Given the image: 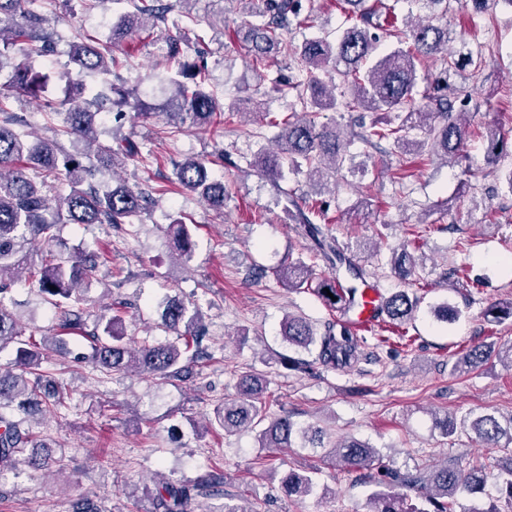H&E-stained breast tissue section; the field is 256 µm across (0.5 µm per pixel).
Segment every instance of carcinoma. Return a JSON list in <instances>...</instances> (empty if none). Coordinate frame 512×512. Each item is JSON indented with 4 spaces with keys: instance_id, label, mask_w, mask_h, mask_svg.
Masks as SVG:
<instances>
[{
    "instance_id": "carcinoma-1",
    "label": "carcinoma",
    "mask_w": 512,
    "mask_h": 512,
    "mask_svg": "<svg viewBox=\"0 0 512 512\" xmlns=\"http://www.w3.org/2000/svg\"><path fill=\"white\" fill-rule=\"evenodd\" d=\"M133 11L127 12L112 25L111 37L101 41L95 36L79 35L72 41L69 63L79 73L110 72L118 65L112 46L125 41L132 33L145 27L164 29V61L166 70L159 82L170 89L176 102L170 112L158 113L156 105L147 101V94L136 88H112L113 118L132 116L144 121L164 117L165 123L180 131L184 127L203 128L212 124L217 103L207 86V61L204 40L186 41L182 24L192 20L183 6L193 0H127ZM242 6L245 14L262 22L245 23V49L251 57L249 65L258 82L267 78L268 68L280 56H292L306 67L305 79L291 84L303 112H262L265 126L277 130L274 136L278 151L264 150L255 155L251 166L274 184L284 179V170L298 172L310 168L309 175L328 178L353 162L351 138L336 123H320L317 115L327 111L401 112L400 122L376 116L370 122L358 123L354 137L374 148L388 144L397 150L415 147L418 151L455 161L463 157L466 127L452 112L453 105L445 90L453 89L460 61L448 60L447 66L432 81V91H419L420 82L429 77L419 73L418 65L427 57L440 53L448 45V28L420 19L399 30L398 45L381 48L378 32L398 30V16L383 13L367 0H341L350 25L331 41L312 36L301 44L288 41V30L309 26L311 5L304 0H230ZM62 36L51 26L50 19L27 14L14 28H0V73L7 72V82L19 92L41 98L46 92L48 75L35 70L25 59L32 49L42 56L58 51ZM330 69L329 80L317 72ZM351 87L348 97L336 96L335 79ZM45 107L64 111V126L51 139L27 144L24 135L0 125V349L11 345L15 350L14 366L0 367V471L19 461L42 469L50 457L35 449L44 447L35 437L32 419L36 415L57 414L66 404V391L42 364L67 350L69 339L82 336L90 343L88 359L100 370L127 372L131 369L164 380H182L192 374L200 358V345L205 336L203 313L192 302L173 297L161 313L160 327L171 337L160 342H144L138 347L126 341L122 316L114 308L97 312L88 307L82 285L94 279L102 264V256L79 252L64 259L48 247L60 224H109L113 227L130 224L145 213L153 202L151 190L133 188L122 182L107 191L95 182L102 168L116 167L142 155L140 144L130 138L117 145L101 142L94 128L98 99L75 101L71 107L45 100ZM79 140L93 147L95 162L86 165L82 151H68L60 137ZM505 137L498 128L487 135V163L493 164L503 154ZM206 158H186L174 164L172 191L190 192L224 217L226 189L224 183L209 177ZM63 180L69 191L54 192L50 182ZM298 227L314 250L336 271L330 278L315 276L312 267L296 260L274 269L273 274L290 289L315 288L324 304L333 311L346 313L359 302L362 288L370 287L361 266L354 262L358 254L345 256L336 249L320 224H315L301 206L294 215ZM170 226L178 243V255L188 261L193 241L189 225L179 217H171ZM47 244L32 255L29 244ZM388 264L395 275L407 279L423 266V256L416 254L411 242L390 252ZM20 274L36 287L42 300L57 314V332L38 340L28 335L15 313L4 302L7 292L5 274ZM332 296H327V293ZM418 298L406 290H397L382 298V313L399 329L411 321ZM283 341L302 351H316V360L332 369H345L361 359L358 337L349 325L336 322L324 324L322 332L302 315L288 314L281 323ZM487 358L486 350L473 347L454 365L457 372L471 370ZM266 377L253 372L241 379L237 394L224 400L207 427L234 435L242 430H258L263 448H323L325 432L308 424L301 426L286 416L270 419L263 394ZM476 439L489 448L512 446V417L502 425L493 414L469 420ZM331 461L360 468L370 467L378 457L370 444L356 439L334 442L329 452ZM486 481L485 466L474 464L465 469L454 460H446L434 468L417 467L401 472L389 469L378 481L382 488L369 495L372 512H453L459 494L481 490ZM290 495H325L328 487L319 485L309 473L290 472L282 480ZM221 477L208 474L193 484L161 482L154 496V512H193L200 495L219 493ZM495 484L512 503V462L500 467ZM395 487L423 491L424 502L412 504Z\"/></svg>"
}]
</instances>
